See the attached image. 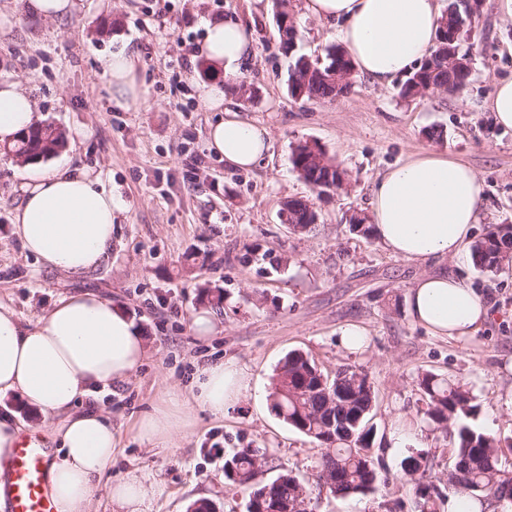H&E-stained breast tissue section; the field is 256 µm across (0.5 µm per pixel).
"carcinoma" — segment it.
<instances>
[{"mask_svg": "<svg viewBox=\"0 0 512 512\" xmlns=\"http://www.w3.org/2000/svg\"><path fill=\"white\" fill-rule=\"evenodd\" d=\"M441 51L432 52L433 64L421 74L409 75L401 88L405 98L440 89L450 94L464 90L471 82L472 68L467 53H458L460 63L450 66L439 60ZM341 47L328 50L329 62L313 66L300 56L290 69L288 82H304L303 99L333 100L353 87V78L339 85L330 80L333 57H345ZM64 146V135L51 123H43L20 137L7 153L27 161L46 159ZM324 164L305 162L292 156L299 177L320 195L330 190L329 171L339 166L323 157ZM472 259L483 271L498 273L512 269V224L491 226L470 246ZM420 387L426 399L425 416L433 429L448 437L453 448V467L446 485L474 500L487 494L512 502V473L501 469L500 458L512 453V437L501 438L473 424L479 405L466 385L445 376L426 373ZM272 408L288 426L308 437L323 449L322 472L329 473L332 494L344 497L368 494L380 482L372 449L376 432L370 425L375 391L367 374L356 369H340L335 375L324 373L307 354L289 352L279 363L270 393ZM263 462L251 448H240L225 458L224 477L231 484L250 489L248 512H282L283 506L301 495H308L305 485L294 475L279 474L271 491L263 495L253 486L255 466ZM426 459L410 455L403 460V472L415 482L417 512H437L443 498L441 480H424Z\"/></svg>", "mask_w": 512, "mask_h": 512, "instance_id": "obj_1", "label": "carcinoma"}]
</instances>
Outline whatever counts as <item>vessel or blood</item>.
<instances>
[{"label": "vessel or blood", "instance_id": "obj_1", "mask_svg": "<svg viewBox=\"0 0 512 512\" xmlns=\"http://www.w3.org/2000/svg\"><path fill=\"white\" fill-rule=\"evenodd\" d=\"M47 466V450L42 442L22 437L9 469V512H55L46 489Z\"/></svg>", "mask_w": 512, "mask_h": 512}]
</instances>
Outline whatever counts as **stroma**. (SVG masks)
I'll list each match as a JSON object with an SVG mask.
<instances>
[{
    "label": "stroma",
    "instance_id": "obj_1",
    "mask_svg": "<svg viewBox=\"0 0 512 512\" xmlns=\"http://www.w3.org/2000/svg\"><path fill=\"white\" fill-rule=\"evenodd\" d=\"M298 39L282 49L276 0H78L70 16L47 21L27 0H0L12 27L0 30V78L21 80L42 121L63 133L84 126L88 138L66 142L50 159L83 167L113 187L122 208L108 258L82 276L43 267L12 233L22 198V163L0 151V301L24 325H36L61 298L94 291L122 305L146 340L148 357L130 381L97 395L112 414L117 448L111 469L93 491L92 512H111L108 490L128 471L166 492L151 512H187L207 500L217 512H247L246 491L229 486L224 459L240 448L265 457L260 483L291 473L307 486L310 512H389L415 495L402 470L411 454L426 457L430 476L453 464L447 441L425 416L419 386L431 372L468 386L480 405L475 423L512 436V271L491 274L473 263L442 262L477 288L490 316L464 341L431 335L412 320L408 288L421 266L388 253L375 236L352 230V212L371 213L372 189L389 167L436 151L473 167L484 183L478 234L512 224V129L499 127L488 108L496 84L512 78V0H483L466 28L472 81L460 94L431 90L400 94L404 76L379 86L359 75L334 101H297L288 93L296 56L316 66L339 44L338 30L290 0ZM232 17L250 26L258 56L245 68L251 98H237L243 118L265 126L270 150L251 170L225 167L208 151L206 134L217 113L207 110L198 82L204 71L187 63L205 37L204 21ZM136 51L145 103L113 105L100 56ZM319 145L346 174L344 190L319 197L293 169V148ZM289 199L312 201L318 220L298 233L284 224ZM221 292V302L211 295ZM202 310L217 331L198 339L192 320ZM364 328L368 349H345L349 326ZM299 350L329 373L364 371L376 400L371 422L374 455L385 486L367 495L334 496L320 480L321 451L271 409L275 370ZM237 362L250 390L217 419L200 411L192 433L168 448L135 436L137 418L160 401L163 381L189 385L197 369ZM417 427V439L394 443L393 425Z\"/></svg>",
    "mask_w": 512,
    "mask_h": 512
}]
</instances>
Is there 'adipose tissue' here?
<instances>
[{"mask_svg":"<svg viewBox=\"0 0 512 512\" xmlns=\"http://www.w3.org/2000/svg\"><path fill=\"white\" fill-rule=\"evenodd\" d=\"M310 16L338 25L354 68L383 85L416 70L435 47L440 19L436 0H305ZM198 55L211 78L200 86L204 104L221 115L211 124L207 148L235 169L254 166L269 149L265 128L244 120L229 105L255 45L247 26L207 19ZM115 106L144 100L139 57L119 52L100 57ZM40 115L20 82L0 80V143H12ZM483 182L468 164L441 152L412 156L390 166L375 183L371 201L373 232L382 247L407 261L468 258ZM118 205L99 177L81 167L59 164L36 170L23 185L14 232L22 248L41 265L80 275L102 264L112 245ZM415 323L432 335L463 340L489 315L481 295L464 279L426 272L406 294ZM146 345L126 313L93 292L61 299L33 327L23 326L13 309L0 303V398L14 396L41 414L58 418L48 463L49 493L55 512H91L92 493L111 468L115 443L112 421L83 398L136 374ZM247 371L232 363L199 369L191 391L168 387L163 403L144 413L134 429L156 446L191 433L195 410L223 417L248 392ZM163 484H145L135 473L112 485L117 512H150Z\"/></svg>","mask_w":512,"mask_h":512,"instance_id":"ef3b65f1","label":"adipose tissue"}]
</instances>
